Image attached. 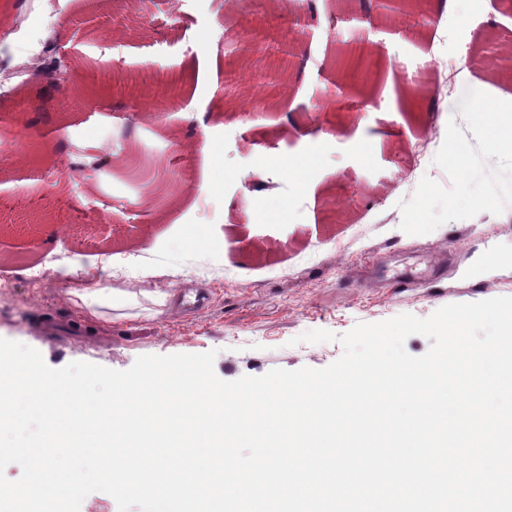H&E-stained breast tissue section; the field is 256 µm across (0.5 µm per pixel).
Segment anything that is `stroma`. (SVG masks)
I'll return each instance as SVG.
<instances>
[{
  "instance_id": "stroma-1",
  "label": "stroma",
  "mask_w": 512,
  "mask_h": 512,
  "mask_svg": "<svg viewBox=\"0 0 512 512\" xmlns=\"http://www.w3.org/2000/svg\"><path fill=\"white\" fill-rule=\"evenodd\" d=\"M359 2L316 0L319 12H346L333 28L285 14L282 0H252L241 15L225 11L224 0H185L174 20L170 0H99L93 14L86 0H69L37 23L32 43L57 42L77 63L98 60L109 93L80 92L77 67L60 92L72 122L52 113L35 131L20 108L25 94L0 96V113L19 130L0 138V338L37 349L55 369L81 361L123 371L142 355L213 350L216 375L234 381L321 369L340 357L338 343L298 342L307 331L342 335L360 322L512 296V151L474 133L469 88L449 95L445 111L414 112L408 84L395 78L397 67L415 71L438 50L463 74L512 94V74L484 73L463 53L512 39V11L500 0H471L395 30L362 22ZM274 12L279 39L306 61L300 96L254 112L249 88L225 92L215 75L189 78L178 101L151 97L152 86L183 75L200 54L246 75L257 70L237 35ZM342 48L378 63L377 80L347 89L370 110L322 108ZM194 112L210 114L209 136L193 132ZM297 122L327 140L307 146ZM349 123L361 125L371 163L358 164L335 140ZM208 139L217 153L205 150ZM452 140L463 145L453 160ZM307 149L314 179L304 186L286 167ZM485 188L491 206L464 203ZM193 235L210 247H182ZM429 253L439 260L433 280L392 288L395 274L425 270ZM77 261L119 266L110 285L134 302L88 317L66 274ZM146 268L172 293L166 307L144 297Z\"/></svg>"
}]
</instances>
